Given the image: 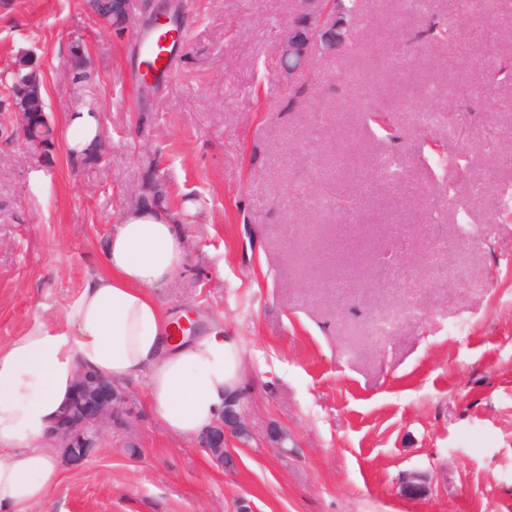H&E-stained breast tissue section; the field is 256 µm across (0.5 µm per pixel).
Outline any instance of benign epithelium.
Returning a JSON list of instances; mask_svg holds the SVG:
<instances>
[{"label":"benign epithelium","mask_w":512,"mask_h":512,"mask_svg":"<svg viewBox=\"0 0 512 512\" xmlns=\"http://www.w3.org/2000/svg\"><path fill=\"white\" fill-rule=\"evenodd\" d=\"M297 2L300 8L288 19L280 42V69L290 78L305 76L317 57L335 53L336 44L346 41L342 27L335 24L333 0ZM158 3L152 22L157 28H166L171 25L169 10L173 0H158ZM126 399L122 386L92 372H80L75 385V406L67 410L54 428L57 447L73 459L87 456L94 446L99 425L111 420ZM241 432L252 435L243 413L228 409L214 434L219 451L210 453V457L224 464L225 445L236 440L235 434ZM427 482L426 475L415 472L402 481L401 493L409 498L423 496L428 491Z\"/></svg>","instance_id":"obj_1"}]
</instances>
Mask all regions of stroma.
<instances>
[{"instance_id": "obj_1", "label": "stroma", "mask_w": 512, "mask_h": 512, "mask_svg": "<svg viewBox=\"0 0 512 512\" xmlns=\"http://www.w3.org/2000/svg\"><path fill=\"white\" fill-rule=\"evenodd\" d=\"M177 2L174 66L145 97L143 0L118 30L85 0H0V71L31 59L62 128L81 42L108 149L88 165L58 144L40 167L0 87V125L15 132L0 138V344L61 317L147 171L161 173L170 209L206 207L182 224L187 267L158 299L235 336L254 440L218 467L130 384L122 421L84 459L59 456L32 512H512V215L498 213L512 83L485 89L512 59V0L490 14L481 0H363L349 52L305 79L278 65L296 0ZM433 21L452 39L420 49ZM375 111L396 139L367 126ZM452 256L464 279L449 277ZM380 318L390 335L373 334ZM275 430L286 449L269 445ZM414 471L430 491L408 499Z\"/></svg>"}]
</instances>
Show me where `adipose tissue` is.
<instances>
[{
  "label": "adipose tissue",
  "mask_w": 512,
  "mask_h": 512,
  "mask_svg": "<svg viewBox=\"0 0 512 512\" xmlns=\"http://www.w3.org/2000/svg\"><path fill=\"white\" fill-rule=\"evenodd\" d=\"M101 111L68 112L63 139L79 162L103 135ZM196 212L138 206L109 236L102 268L60 320L26 328L0 345V512H28L60 478L48 433L81 370L139 383L149 412L171 436L191 441L220 423L240 395L243 352L223 324L176 338L158 294L187 261L182 224Z\"/></svg>",
  "instance_id": "adipose-tissue-1"
}]
</instances>
